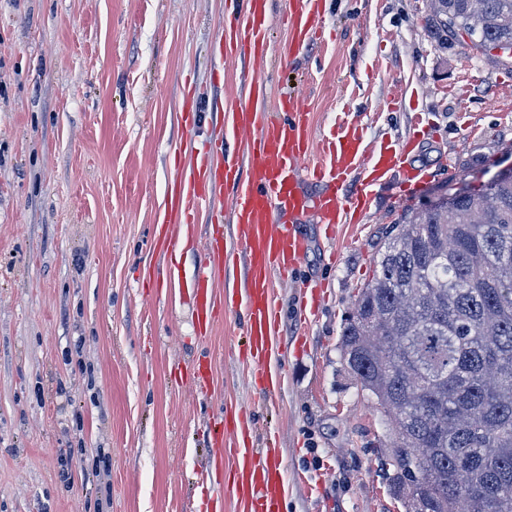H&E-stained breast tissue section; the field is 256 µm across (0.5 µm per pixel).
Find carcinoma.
Listing matches in <instances>:
<instances>
[{
  "instance_id": "carcinoma-1",
  "label": "carcinoma",
  "mask_w": 512,
  "mask_h": 512,
  "mask_svg": "<svg viewBox=\"0 0 512 512\" xmlns=\"http://www.w3.org/2000/svg\"><path fill=\"white\" fill-rule=\"evenodd\" d=\"M430 2L441 43L512 52V0ZM339 349L406 512H512V170L389 228Z\"/></svg>"
}]
</instances>
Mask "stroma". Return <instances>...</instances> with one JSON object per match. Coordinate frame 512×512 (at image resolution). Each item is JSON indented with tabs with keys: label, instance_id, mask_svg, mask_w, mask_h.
<instances>
[{
	"label": "stroma",
	"instance_id": "obj_1",
	"mask_svg": "<svg viewBox=\"0 0 512 512\" xmlns=\"http://www.w3.org/2000/svg\"><path fill=\"white\" fill-rule=\"evenodd\" d=\"M294 3L269 0L268 109L296 93L316 147L346 120L370 151L415 140L428 178L377 187L333 237L305 225L300 276L323 297L304 318L297 289H277L287 379L268 400L239 357L241 315L199 338L180 291L205 222L175 227L172 262L152 245L184 97L202 151L243 93L248 52L211 53L230 0H0V512H208L224 475L206 424L241 407L279 440L283 512H405L381 465L389 426L339 338L391 224L512 169V57L439 46L428 0H323L322 33L294 59ZM199 355L205 397L181 379Z\"/></svg>",
	"mask_w": 512,
	"mask_h": 512
}]
</instances>
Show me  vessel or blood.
Here are the masks:
<instances>
[{
	"label": "vessel or blood",
	"mask_w": 512,
	"mask_h": 512,
	"mask_svg": "<svg viewBox=\"0 0 512 512\" xmlns=\"http://www.w3.org/2000/svg\"><path fill=\"white\" fill-rule=\"evenodd\" d=\"M240 12L226 17L216 44L217 54H230L246 46L252 61L266 57L268 0H242ZM317 0H297L290 12L291 50H299L314 39L318 28ZM244 102L232 105L225 126L209 154L193 168L178 171L167 194L165 226L160 229L155 248L169 253L177 244L167 231L171 224H194L200 215L208 217L205 257L193 277V319L201 337H208L223 308L243 314V350L247 356L251 383L266 396L275 395L287 374L273 365L279 329L276 286L294 280L303 313H314L319 299L308 294L309 282L299 280L310 250V241L300 226L307 220L321 224L326 234L338 225L357 223L384 177L400 174L406 180L419 178L420 168L409 157L410 145H385L365 155L357 126L349 124L335 133L321 163L311 165L309 123L298 97L283 95L281 110L286 117H269L263 102L267 94L259 78L247 79ZM243 145L246 178L224 158L228 143ZM365 178L353 194H345V184L353 173ZM238 185L230 214L216 207L217 190L225 182ZM232 222L238 250L245 257L242 290L215 293L212 284L224 265V224ZM186 379L200 393L212 387V363L200 358L187 365ZM251 413L243 411L235 430H227L223 415L210 423V442L216 463L232 458L229 472L239 512H282L285 482L275 435L265 437L263 447L250 443Z\"/></svg>",
	"instance_id": "1"
}]
</instances>
